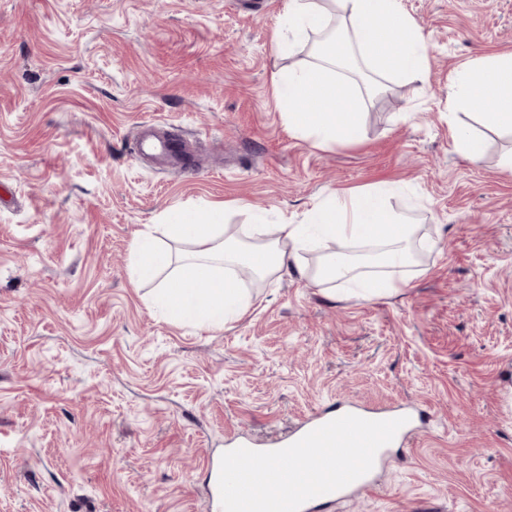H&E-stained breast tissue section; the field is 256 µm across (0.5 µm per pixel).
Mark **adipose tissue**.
<instances>
[{"label":"adipose tissue","mask_w":512,"mask_h":512,"mask_svg":"<svg viewBox=\"0 0 512 512\" xmlns=\"http://www.w3.org/2000/svg\"><path fill=\"white\" fill-rule=\"evenodd\" d=\"M343 35L334 40L322 63L277 75L288 125L299 135L322 143H356L364 135L365 111L359 94L376 95L379 80L391 76L406 82L421 79L427 44L401 0H336ZM295 33L327 26L329 10L322 0H288L285 15ZM486 126L512 133V52L479 58L463 66L448 92V109L480 106ZM389 187L374 184L350 193L330 195L312 207L300 224H242L229 231L220 224V207L184 212L182 222L157 225L156 235L138 239L132 249L131 276L153 280L168 270L153 299L167 316L204 328H220L236 317L243 297L238 268L257 280L293 269L307 275L303 262L312 238L335 242L316 281L337 282L371 295L395 289V270L413 258L415 227L387 207Z\"/></svg>","instance_id":"obj_1"}]
</instances>
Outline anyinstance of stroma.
I'll return each mask as SVG.
<instances>
[{
    "mask_svg": "<svg viewBox=\"0 0 512 512\" xmlns=\"http://www.w3.org/2000/svg\"><path fill=\"white\" fill-rule=\"evenodd\" d=\"M286 0H0V512H215L209 457L353 402L420 406L372 488L313 512H512V135L454 149L448 85L512 51V0H402L428 45L355 146L295 134L274 77ZM168 123L182 168L138 155ZM436 240L397 291L278 272L217 329L168 320L130 276L151 225L226 207L296 224L332 192Z\"/></svg>",
    "mask_w": 512,
    "mask_h": 512,
    "instance_id": "1",
    "label": "stroma"
}]
</instances>
